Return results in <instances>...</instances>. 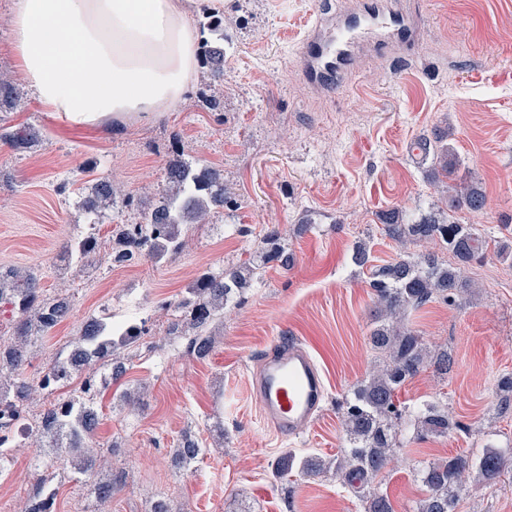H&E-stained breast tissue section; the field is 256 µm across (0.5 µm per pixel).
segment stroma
Listing matches in <instances>:
<instances>
[{"instance_id":"stroma-1","label":"stroma","mask_w":512,"mask_h":512,"mask_svg":"<svg viewBox=\"0 0 512 512\" xmlns=\"http://www.w3.org/2000/svg\"><path fill=\"white\" fill-rule=\"evenodd\" d=\"M368 0H224V84L219 106L207 68L173 111L135 121L111 138L72 128L46 112L22 81L11 53V0H0V74L18 93L0 112V133L31 125L41 139L17 152L0 142V267L34 271L50 295L71 300L69 316L41 340L27 367L36 375L68 352L88 318L111 313L143 334L120 383L98 397L92 445L102 477H119L109 512H150L167 495L184 512H364L355 489L338 475L290 481L272 475L286 450L326 459L346 448L337 405L375 360L368 338L374 292L353 261L367 242L373 264L400 247L383 236L380 212L428 209L440 193L410 146L452 128L469 177L488 199L485 212H461L462 223L498 238L512 225V0H381L410 22L405 43L372 38L354 49L344 76L319 87L307 77L303 42L344 25ZM185 152L221 170L231 202L209 224L188 230L166 263L62 268L60 244L89 231L75 188L107 178L131 194L99 226L140 223L154 203L166 162ZM313 226L300 230L303 217ZM281 232L290 265H265L241 301L216 325L211 356L198 360L170 333L172 301L203 270L256 256L262 229ZM477 288L461 305L440 300L410 316L429 350H449L451 378L427 369L398 392V405L446 407L458 429L445 437L408 438L385 472L382 488L396 512L425 495L423 465L486 445L512 447V415L501 413L498 382L512 375V265L485 255L464 271ZM311 348L326 396L310 428L279 437L261 420L250 392L253 372L277 341ZM142 397V407L126 396ZM205 447L199 462L176 469L183 433ZM47 482L55 512H94L85 485L48 448H17L0 471V512H16ZM459 512H512V481L468 478Z\"/></svg>"}]
</instances>
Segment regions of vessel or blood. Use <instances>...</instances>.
I'll list each match as a JSON object with an SVG mask.
<instances>
[{
	"label": "vessel or blood",
	"instance_id": "1",
	"mask_svg": "<svg viewBox=\"0 0 512 512\" xmlns=\"http://www.w3.org/2000/svg\"><path fill=\"white\" fill-rule=\"evenodd\" d=\"M388 30L409 38V28L379 11L368 13L367 22L348 21L336 40L307 41L304 57L318 80H331L344 63L349 46L363 35ZM324 379L309 351L296 341L279 347L252 383V394L263 420L278 436L290 437L305 430L315 419L324 394Z\"/></svg>",
	"mask_w": 512,
	"mask_h": 512
}]
</instances>
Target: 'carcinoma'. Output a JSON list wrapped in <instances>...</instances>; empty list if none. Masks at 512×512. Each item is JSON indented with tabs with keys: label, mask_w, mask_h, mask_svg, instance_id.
Returning a JSON list of instances; mask_svg holds the SVG:
<instances>
[{
	"label": "carcinoma",
	"mask_w": 512,
	"mask_h": 512,
	"mask_svg": "<svg viewBox=\"0 0 512 512\" xmlns=\"http://www.w3.org/2000/svg\"><path fill=\"white\" fill-rule=\"evenodd\" d=\"M213 35L204 48L203 62L210 67L215 81H224V18L206 16ZM17 92L9 79L0 75V111L13 108ZM39 142V133L29 125H21L5 137L14 150L30 149ZM412 148L418 157L432 160L433 177L448 178L457 171L458 154L451 130L434 138L416 139ZM158 199L139 224H117L109 241L95 234L75 237L62 245L66 264L86 263L103 254L113 264H124L136 257L159 263L178 253L183 247L182 232L194 224H207L212 214L230 201L224 187V174L203 166L191 155L178 154L165 166L163 183L157 188ZM128 198L110 180L100 179L90 195L80 201L89 223L98 224L117 200ZM488 205L482 188L475 182L460 179L448 188L447 209H430L416 219L405 211L392 208L380 216L382 230L391 240L440 244L452 261L444 262L433 253L399 256L394 261L371 266L370 254L361 245L355 251L358 266H369L370 287L376 298V326L370 343L377 353L374 370L354 386L343 402L342 424L349 446L333 460L312 457L303 461L301 472L315 476L331 469L345 480L369 486L364 496V512H394L386 492L377 486L395 453L402 448L400 436L411 428L416 436H445L458 427L448 410L431 402L410 409H399L395 397L399 388L425 371L448 376L454 360L448 351L427 352L420 333L407 322L410 312L439 298L450 306H458L471 294L474 284L464 276V268L483 257L489 247L504 262L512 263V243L487 238L471 224L454 220L453 213L463 208L482 212ZM261 258L291 263L280 244V231L272 226L261 237ZM256 266L244 262L214 272H202L181 294L175 309L181 321L172 331L185 337L187 352L199 360L214 350L213 326L224 307L251 287ZM0 303L10 305L18 314L14 323V340L0 343V447H6L20 433L32 438L38 448H55L65 456L74 471L93 475L101 463V455L88 445L99 424L96 409L100 387L118 381L125 373L122 351L136 346L142 328L126 323L112 328V317L89 318L81 336L65 355L57 356L40 375L28 379L24 375L31 353L29 343L44 338L67 317L69 298L50 297L39 287L37 276L29 270H0ZM47 401L39 415L27 420L28 408L36 398ZM202 454L199 443L185 434L173 457L179 467H189ZM294 468V456L286 451L274 462L273 474L286 479ZM495 479L512 473V448L486 449L478 460L457 454L420 471L427 495L416 512H458L459 492L465 475L471 473ZM117 480L98 481L91 494L104 506L112 501Z\"/></svg>",
	"instance_id": "carcinoma-1"
}]
</instances>
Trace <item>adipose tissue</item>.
I'll return each mask as SVG.
<instances>
[{
	"label": "adipose tissue",
	"instance_id": "obj_1",
	"mask_svg": "<svg viewBox=\"0 0 512 512\" xmlns=\"http://www.w3.org/2000/svg\"><path fill=\"white\" fill-rule=\"evenodd\" d=\"M10 25L43 108L104 137L174 110L198 67L186 0H14Z\"/></svg>",
	"mask_w": 512,
	"mask_h": 512
}]
</instances>
